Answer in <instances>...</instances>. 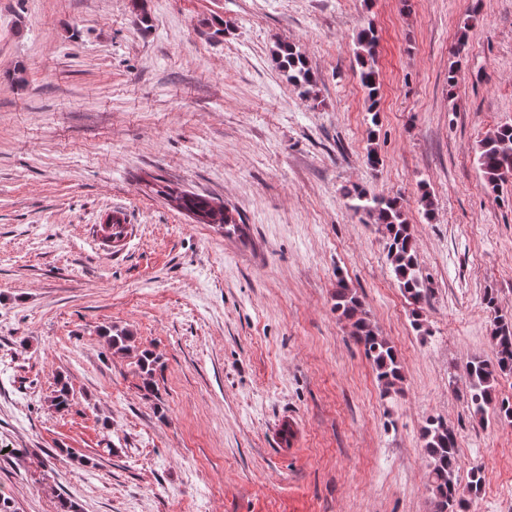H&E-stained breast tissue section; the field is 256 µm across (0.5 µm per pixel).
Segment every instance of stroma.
Instances as JSON below:
<instances>
[{"mask_svg": "<svg viewBox=\"0 0 512 512\" xmlns=\"http://www.w3.org/2000/svg\"><path fill=\"white\" fill-rule=\"evenodd\" d=\"M369 23L374 114L353 41ZM280 41L315 99L278 71ZM504 123L512 0H0V495L16 512H433V417L457 435L459 484L484 477L469 512H512V424L473 415L465 372L493 357L485 296L512 316V189L495 196L475 154ZM159 179L239 213L248 240L195 223ZM351 183L400 197L420 312ZM340 275L398 351L400 393L333 312ZM272 57L288 83L296 87L303 98H311L315 77L305 55L294 45L281 42L275 45Z\"/></svg>", "mask_w": 512, "mask_h": 512, "instance_id": "35a3bbf8", "label": "stroma"}]
</instances>
